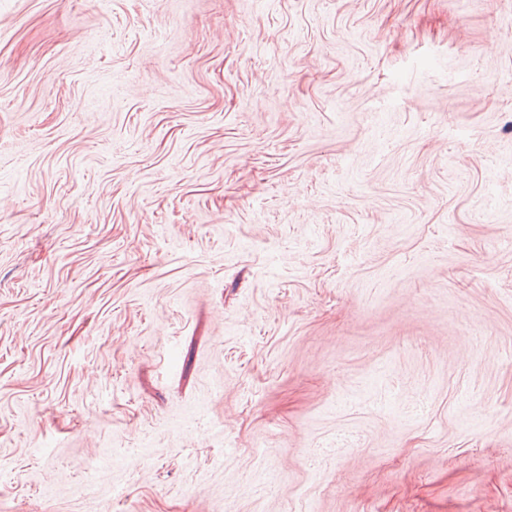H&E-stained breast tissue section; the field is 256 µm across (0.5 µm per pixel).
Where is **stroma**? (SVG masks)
<instances>
[{"label":"stroma","instance_id":"1","mask_svg":"<svg viewBox=\"0 0 512 512\" xmlns=\"http://www.w3.org/2000/svg\"><path fill=\"white\" fill-rule=\"evenodd\" d=\"M512 512V0H0V512Z\"/></svg>","mask_w":512,"mask_h":512}]
</instances>
